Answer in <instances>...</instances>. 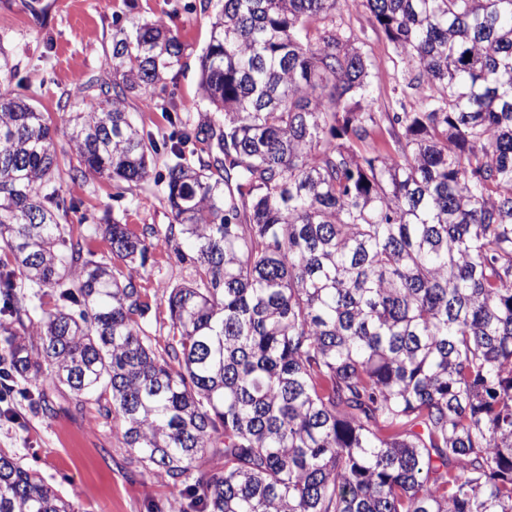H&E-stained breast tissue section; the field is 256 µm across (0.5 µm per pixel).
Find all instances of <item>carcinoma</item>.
I'll list each match as a JSON object with an SVG mask.
<instances>
[{
  "label": "carcinoma",
  "instance_id": "carcinoma-1",
  "mask_svg": "<svg viewBox=\"0 0 512 512\" xmlns=\"http://www.w3.org/2000/svg\"><path fill=\"white\" fill-rule=\"evenodd\" d=\"M345 2L224 0L199 57L213 115L160 141L127 104L181 65L163 21L116 27L109 76L60 106L73 182L165 155L162 240L195 279L164 338L59 222L57 129L0 90V375L45 408L47 385L80 409L109 393L168 512H512V0H361L426 86L387 115L390 151ZM104 235L131 268L162 241ZM16 275L55 300L29 327ZM0 512L72 510L0 453Z\"/></svg>",
  "mask_w": 512,
  "mask_h": 512
}]
</instances>
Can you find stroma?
<instances>
[{"mask_svg": "<svg viewBox=\"0 0 512 512\" xmlns=\"http://www.w3.org/2000/svg\"><path fill=\"white\" fill-rule=\"evenodd\" d=\"M202 0H0V53L12 68L9 87L32 100L50 118H58L60 102L80 84L106 77L109 45L115 25L133 18L161 20L179 30L184 52L179 68L157 86L150 102L132 101L140 126L170 134L165 106L170 98H197L199 55L210 37L215 8ZM336 24L363 42L371 61L372 110L377 118L374 138L390 145L387 113L412 110L420 96L409 88V72L396 61L392 47L364 7L350 4ZM163 161H156L149 179L139 183L91 178L62 179L61 194L73 210L60 217L93 260L127 273L98 228L110 216L133 230L152 225L165 231L171 222L158 182ZM148 304L144 326L153 335L169 330L165 292L194 277L190 262L179 260L173 247L153 250L145 269L134 273ZM32 384L15 378L0 401V452L33 469L52 485L74 512H164L169 488L164 475H147L126 448L119 422L100 413L96 403L76 410L68 393L52 392V409L43 411L32 396Z\"/></svg>", "mask_w": 512, "mask_h": 512, "instance_id": "1", "label": "stroma"}]
</instances>
